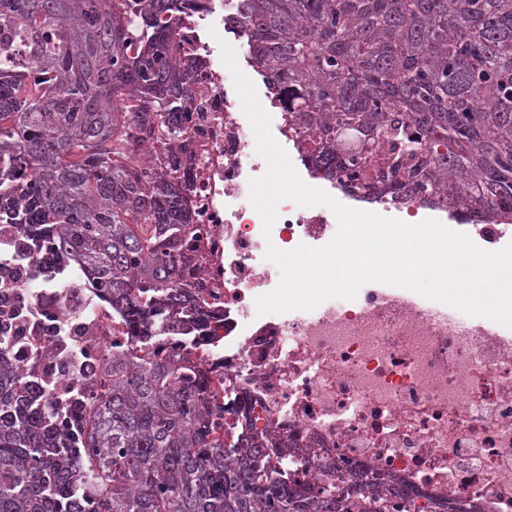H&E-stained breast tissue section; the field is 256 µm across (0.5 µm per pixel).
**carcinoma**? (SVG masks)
Here are the masks:
<instances>
[{"instance_id":"obj_1","label":"carcinoma","mask_w":512,"mask_h":512,"mask_svg":"<svg viewBox=\"0 0 512 512\" xmlns=\"http://www.w3.org/2000/svg\"><path fill=\"white\" fill-rule=\"evenodd\" d=\"M207 0H0L4 256L49 248L104 291L132 347L80 407L13 358L0 326V512H409L373 477L313 492L268 434L224 428V384L159 346L216 315L182 283L177 133L191 71L180 14ZM256 66L313 164L362 197L421 193L512 221V0H236Z\"/></svg>"}]
</instances>
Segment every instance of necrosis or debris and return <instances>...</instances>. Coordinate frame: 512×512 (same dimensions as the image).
<instances>
[{
	"instance_id": "1",
	"label": "necrosis or debris",
	"mask_w": 512,
	"mask_h": 512,
	"mask_svg": "<svg viewBox=\"0 0 512 512\" xmlns=\"http://www.w3.org/2000/svg\"><path fill=\"white\" fill-rule=\"evenodd\" d=\"M179 36L180 62L194 67L175 146L190 224L183 282L216 318L203 334L168 337L167 347L223 381L225 422L245 416L253 431L288 443L292 480L319 488L364 471L393 482L423 512L436 504L512 512V333L487 331L477 316L430 321L406 292L376 283L349 305L323 303L305 316L259 314L257 298L282 280L267 247H323L338 222L328 206L285 199L265 229L246 198L267 165L219 49L242 39L210 10L189 12ZM270 128L304 183L356 208L359 196L342 189L339 176L316 169L289 135L285 110L272 113ZM368 209H402L414 223L448 219L445 205L420 197L405 202L389 194ZM456 230L488 252L512 244L508 223L473 219ZM0 297L36 315L20 354L34 345L54 354L76 347L88 355L90 383L101 384L102 359L127 330L95 288L25 282L1 289Z\"/></svg>"
}]
</instances>
